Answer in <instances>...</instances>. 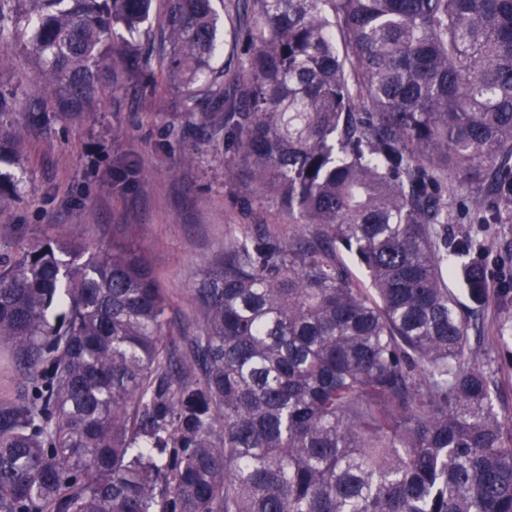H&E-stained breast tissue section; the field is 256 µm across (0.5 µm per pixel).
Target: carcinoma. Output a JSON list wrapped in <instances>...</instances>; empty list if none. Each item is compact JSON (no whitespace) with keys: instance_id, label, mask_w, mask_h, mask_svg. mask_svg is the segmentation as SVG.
<instances>
[{"instance_id":"carcinoma-1","label":"carcinoma","mask_w":512,"mask_h":512,"mask_svg":"<svg viewBox=\"0 0 512 512\" xmlns=\"http://www.w3.org/2000/svg\"><path fill=\"white\" fill-rule=\"evenodd\" d=\"M151 2L0 0V49L28 43L54 92L32 123L79 118L116 54L153 70L125 38ZM166 2L225 177L245 169L293 238L224 241L176 360L138 251L54 239L1 264L24 384L0 404V512H512V287H487L494 241L448 232L467 203L512 224V0H228L251 46L231 96L212 0Z\"/></svg>"}]
</instances>
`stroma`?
Listing matches in <instances>:
<instances>
[{
    "label": "stroma",
    "mask_w": 512,
    "mask_h": 512,
    "mask_svg": "<svg viewBox=\"0 0 512 512\" xmlns=\"http://www.w3.org/2000/svg\"><path fill=\"white\" fill-rule=\"evenodd\" d=\"M236 25L235 18L224 19L221 50L212 60L229 92L246 50L234 38ZM0 93L12 100L0 126L24 136L21 156L0 166V175L19 189L15 203L0 210V259H15L27 246L59 237L92 251L134 247L169 298L173 351L201 326L193 289L226 239L258 224L282 242L293 235L276 204L253 199L246 182L225 178L232 146L208 138L210 107L188 108L189 89L178 74L106 78L82 120L34 125L29 113L47 99L48 87L31 55L14 46L0 57Z\"/></svg>",
    "instance_id": "obj_1"
}]
</instances>
